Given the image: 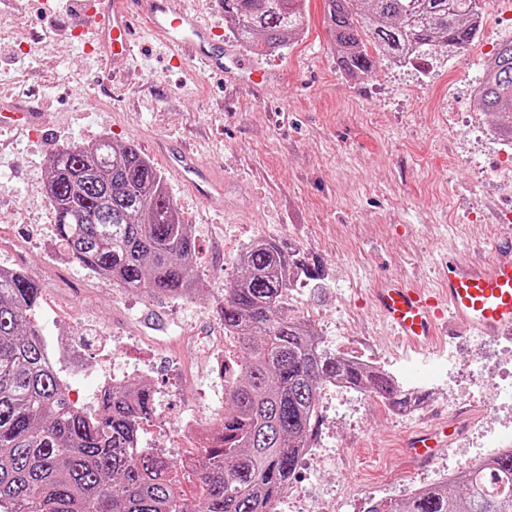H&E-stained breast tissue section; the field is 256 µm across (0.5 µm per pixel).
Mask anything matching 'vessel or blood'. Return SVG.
<instances>
[{
    "label": "vessel or blood",
    "mask_w": 512,
    "mask_h": 512,
    "mask_svg": "<svg viewBox=\"0 0 512 512\" xmlns=\"http://www.w3.org/2000/svg\"><path fill=\"white\" fill-rule=\"evenodd\" d=\"M138 0H80L77 12L92 16L86 32L100 42L105 56L126 57L133 52L132 7ZM148 28L160 41L178 47L184 60L223 71L224 47L215 27L194 12L170 17L165 0H151L145 14ZM35 112L0 109V125L12 129L39 126ZM176 174L190 182L197 195L215 204L224 199V182L198 160L193 149L180 147L166 152ZM373 301L398 336L414 345L432 342L444 316L484 336L512 333V238L496 245L495 258L471 264L449 256L444 284L435 290L412 288L397 280L382 282Z\"/></svg>",
    "instance_id": "vessel-or-blood-1"
}]
</instances>
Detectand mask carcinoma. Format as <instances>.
I'll return each instance as SVG.
<instances>
[{
    "instance_id": "obj_1",
    "label": "carcinoma",
    "mask_w": 512,
    "mask_h": 512,
    "mask_svg": "<svg viewBox=\"0 0 512 512\" xmlns=\"http://www.w3.org/2000/svg\"><path fill=\"white\" fill-rule=\"evenodd\" d=\"M297 0H224L236 40L273 54L306 25ZM336 65L357 77L381 54L406 64L480 31V0H325ZM479 103L512 138V41L486 64ZM42 187L56 242L88 271L169 300L200 292L195 241L160 171L132 145L108 137L60 148ZM244 275L225 289L220 320L242 357L226 373L228 407L202 453L175 463L140 447L155 395L132 381L102 390L100 414L75 405L33 313L38 281L0 270V512H189L179 483L199 491L194 512H271L319 420L324 384L342 382L405 408L389 373L327 351L314 327L287 313L288 289L319 280L318 267L272 237L239 254ZM406 498L375 499L366 512H512V449Z\"/></svg>"
}]
</instances>
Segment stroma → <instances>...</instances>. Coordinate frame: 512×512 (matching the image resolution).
I'll use <instances>...</instances> for the list:
<instances>
[{
  "mask_svg": "<svg viewBox=\"0 0 512 512\" xmlns=\"http://www.w3.org/2000/svg\"><path fill=\"white\" fill-rule=\"evenodd\" d=\"M303 6L307 26L281 55L237 49L248 67L275 73L261 88L179 62L139 30L133 59L101 60L73 35L67 0H0V92L41 115L36 135L0 131V268L39 282L36 319L71 399L97 413L103 356L117 354L120 374L155 391L142 447L175 461L197 446L186 422L209 430L224 414L218 361L239 349L218 311L241 275L239 253L258 237L301 248L324 279L289 290L290 314L311 321L326 350L376 361L421 408L402 415L386 400L326 386L313 448L276 512H365L370 497H397L402 481L424 488L446 468L459 476L483 460L491 436L512 439V398L478 410L512 378V334L480 351L474 333L452 323L416 349L395 339L370 300L384 276L437 287L446 245L478 264L512 236V143L470 93L512 39L503 25L512 0H481L471 45L440 46L405 66L381 56L359 80L336 66L324 0ZM103 137L136 145L162 170L196 243L198 297L130 291L54 249L42 172L59 147ZM189 144L227 180L223 210L168 171L160 146ZM446 420L456 425L452 444L429 462L414 456L409 439ZM365 483L374 495L357 494Z\"/></svg>",
  "mask_w": 512,
  "mask_h": 512,
  "instance_id": "obj_1",
  "label": "stroma"
}]
</instances>
